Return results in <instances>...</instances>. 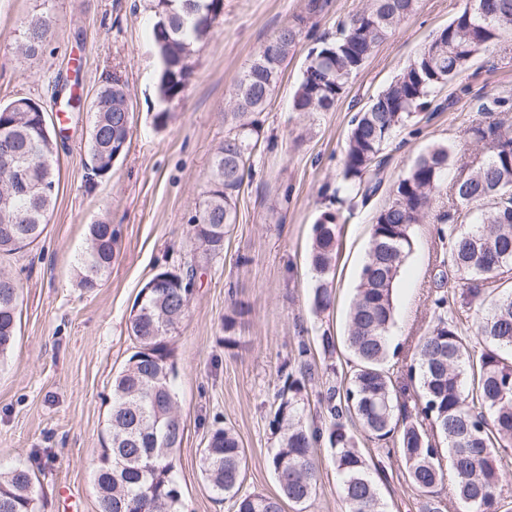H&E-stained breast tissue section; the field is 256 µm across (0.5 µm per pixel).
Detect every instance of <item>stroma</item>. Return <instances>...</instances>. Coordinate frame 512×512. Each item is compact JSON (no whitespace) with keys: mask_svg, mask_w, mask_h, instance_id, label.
<instances>
[{"mask_svg":"<svg viewBox=\"0 0 512 512\" xmlns=\"http://www.w3.org/2000/svg\"><path fill=\"white\" fill-rule=\"evenodd\" d=\"M467 0H418L354 76L328 112L292 111L311 48L334 39L338 21L366 0H328L308 14L307 0H224L221 25L191 57L181 96L162 101L159 56L150 25L152 0H0V103L28 97L61 123L55 159L60 187L43 235L28 249L0 262L22 286L20 335L0 364V468L23 461L39 478L36 512H99L94 470L106 438L112 377L134 353L127 325L146 282L158 271L193 270L195 289L169 344L177 364V406L184 424L178 471L185 512H234L216 501L200 470L201 450L212 428H232L244 450L242 490L276 494L268 458L274 438L268 416L279 387L278 370L293 358L298 340L327 381L341 384L351 369L345 323L369 248L374 214L387 205L393 184L430 145L448 142L469 155L480 145L466 130L478 121L479 97L512 93V36L476 56L463 76L439 91L442 107L402 130L386 147L382 190L340 227L332 307L314 314L316 286L309 260L312 228L334 207L332 194L343 164L350 120L382 92L404 66L462 13ZM51 21L39 55L17 59L14 45L30 18ZM303 17L299 43L283 67L266 110L259 141L236 200L237 221L220 256L205 259L189 217L205 199L211 159L232 127L234 85L260 47L295 17ZM81 58L82 94L93 102L112 71L131 91L130 143L111 171L91 173L88 111L70 112L54 99L71 58ZM167 110L166 126L154 123ZM111 224L118 232L112 266L94 292L75 285L88 227ZM438 223L413 228L412 251L395 289L398 345L387 368L399 401L413 404L418 385L408 367L414 347L433 323ZM238 344L224 345V317L232 303ZM335 338L324 353L323 333ZM357 448L382 460L377 484L386 512H422L423 499L404 475L399 458L381 459L379 445L360 425ZM320 479L306 512H347L327 448L318 451Z\"/></svg>","mask_w":512,"mask_h":512,"instance_id":"1","label":"stroma"}]
</instances>
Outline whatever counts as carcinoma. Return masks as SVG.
<instances>
[{"label":"carcinoma","instance_id":"1","mask_svg":"<svg viewBox=\"0 0 512 512\" xmlns=\"http://www.w3.org/2000/svg\"><path fill=\"white\" fill-rule=\"evenodd\" d=\"M417 0H369L364 9L338 23V36L311 51L293 96L295 112H328L344 94L392 29L412 14ZM151 36L161 69L159 92L177 97L190 76L189 58L224 16V0H155ZM304 19L295 18L268 40L236 83L232 111L237 119L212 159V183L189 222L202 251L216 257L235 223L234 196L243 185L246 164L259 140L251 115L264 111L283 65L296 47ZM51 33L45 17L28 20L15 54L42 52ZM512 34V0H471L465 10L402 69L397 77L351 121L336 210L313 226L310 263L316 274L312 309H330L333 272L339 250L337 226L342 209L367 200L383 182V150L408 123L427 111L434 93L450 84L474 57ZM128 84L106 79L92 104L88 153L92 170H112L115 129L130 124ZM506 97H483L475 111L509 112ZM62 130L47 124L40 104L26 111L0 104V155L18 157L35 186L49 191L17 193L0 184V259L33 244L43 234L59 191L54 141ZM467 133L487 157L467 161L455 146L436 143L419 154L392 189L391 201L372 225L368 257L349 312L346 343L353 357L345 388L326 385L316 393L325 423L308 419L306 383L315 380L311 349L301 340L293 366L279 374L277 403L269 429L277 447L269 458L279 493L242 492L243 450L234 431L218 427L205 447L201 471L216 500H230L234 512H284V504L305 512L316 493L319 468L315 449L331 450L349 512H385L368 459L356 448L347 423L358 422L385 444L386 455L404 464L408 482L425 499V512H445L437 486L450 472L453 496L468 512H502L503 459L512 448V289L500 268L512 269V123L502 119L473 123ZM456 166L449 200L468 226L438 228L448 249L436 256L439 267L462 276L458 297L445 292L432 299L434 324L419 338L410 371L418 373L421 392L410 413L398 405L385 369L395 324L394 291L413 246L412 228L423 224L442 198L445 174ZM19 226L22 232L3 233ZM118 232L105 224L89 227V246L81 255L78 286L92 292L112 265ZM193 275L180 284L148 294L128 331L136 350L112 380V407L106 422L109 445L94 473L99 512H182L176 454L184 425L174 392L175 362L169 337L184 317ZM21 287L0 276V359L17 340ZM36 475L24 465L0 471V512H36Z\"/></svg>","mask_w":512,"mask_h":512}]
</instances>
